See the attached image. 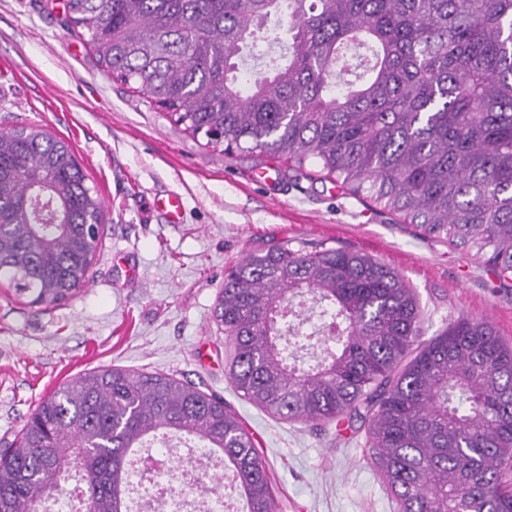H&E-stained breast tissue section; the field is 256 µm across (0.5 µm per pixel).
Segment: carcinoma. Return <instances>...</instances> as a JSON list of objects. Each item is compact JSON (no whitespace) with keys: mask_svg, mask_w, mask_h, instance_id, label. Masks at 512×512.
Here are the masks:
<instances>
[{"mask_svg":"<svg viewBox=\"0 0 512 512\" xmlns=\"http://www.w3.org/2000/svg\"><path fill=\"white\" fill-rule=\"evenodd\" d=\"M98 65L213 148L301 168L470 246L512 274V0H68ZM104 212L70 146L0 133V278L32 305L73 297ZM319 310L312 331L309 313ZM225 371L289 421L361 422L398 512H512V345L460 317L420 340L415 293L358 252L249 254L219 293ZM185 436L231 470L241 512H277L224 398L112 367L43 398L0 448V512H38L80 474L85 512H131L133 456Z\"/></svg>","mask_w":512,"mask_h":512,"instance_id":"obj_1","label":"carcinoma"}]
</instances>
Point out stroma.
Here are the masks:
<instances>
[{
    "instance_id": "35a3bbf8",
    "label": "stroma",
    "mask_w": 512,
    "mask_h": 512,
    "mask_svg": "<svg viewBox=\"0 0 512 512\" xmlns=\"http://www.w3.org/2000/svg\"><path fill=\"white\" fill-rule=\"evenodd\" d=\"M66 0H0V117L68 142L104 203L89 283L50 307L0 281V448L44 396L109 367L175 375L223 396L252 434L277 512H397L364 431L280 419L242 399L224 372L225 335L213 318L229 269L283 243L343 248L379 259L416 293L422 337L458 317L488 320L512 344V277L475 251L430 237L344 193L320 168L254 167L193 137L101 68ZM181 194L180 223L155 198Z\"/></svg>"
}]
</instances>
